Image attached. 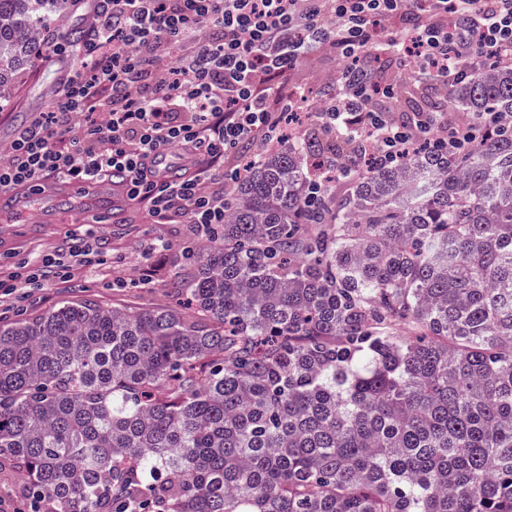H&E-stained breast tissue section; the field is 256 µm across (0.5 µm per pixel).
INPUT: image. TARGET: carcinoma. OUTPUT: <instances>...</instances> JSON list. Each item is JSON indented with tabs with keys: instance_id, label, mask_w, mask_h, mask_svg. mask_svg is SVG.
Wrapping results in <instances>:
<instances>
[{
	"instance_id": "carcinoma-1",
	"label": "carcinoma",
	"mask_w": 512,
	"mask_h": 512,
	"mask_svg": "<svg viewBox=\"0 0 512 512\" xmlns=\"http://www.w3.org/2000/svg\"><path fill=\"white\" fill-rule=\"evenodd\" d=\"M77 2L0 0V71L84 39ZM462 112L467 147L421 128L336 203L319 171L367 155L352 139L240 168L170 284L194 315L81 299L0 321L24 512H512V67L460 83Z\"/></svg>"
}]
</instances>
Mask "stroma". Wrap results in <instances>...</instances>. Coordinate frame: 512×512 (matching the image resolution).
Returning a JSON list of instances; mask_svg holds the SVG:
<instances>
[{"label": "stroma", "mask_w": 512, "mask_h": 512, "mask_svg": "<svg viewBox=\"0 0 512 512\" xmlns=\"http://www.w3.org/2000/svg\"><path fill=\"white\" fill-rule=\"evenodd\" d=\"M343 59L335 48L316 49L291 71L290 88L309 93L302 112L290 127L291 133L306 134L317 127L316 112L342 69ZM59 85L53 65L34 71L17 67L9 83L10 97L0 102V158L6 157L12 141L31 125L39 113L47 111ZM43 207L32 200L31 223L0 222V264L11 266L39 258L64 244L68 236L83 228L112 251V272L108 275L76 273L66 283L52 282L27 289L24 297L0 299V319L35 316L65 300L90 299L103 305L138 309L175 306L168 288L181 267L177 261L180 245L197 239L195 225L158 224L147 210L136 204L117 208L111 223L85 225L82 211L58 204L55 221L38 223Z\"/></svg>", "instance_id": "stroma-1"}]
</instances>
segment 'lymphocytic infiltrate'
I'll return each mask as SVG.
<instances>
[{
	"mask_svg": "<svg viewBox=\"0 0 512 512\" xmlns=\"http://www.w3.org/2000/svg\"><path fill=\"white\" fill-rule=\"evenodd\" d=\"M409 13L416 26L407 33L395 22ZM201 27L212 35L185 52ZM326 43L354 62L396 48L416 80L447 90L462 78L463 63L512 64V0H98L87 41L53 45L54 55L86 58L84 71L70 75L49 111L14 140L0 163V189L117 173L127 198L146 204L157 223H223L224 157L248 137L280 139L285 105L299 103L283 94L280 78ZM164 61L174 65L169 82L158 76ZM336 83L318 114L321 126L350 133L379 164L397 162L417 134L393 112L376 110L392 86L344 74ZM171 150L197 166L158 181L156 159ZM111 266L109 250L83 235L35 265L0 268V297Z\"/></svg>",
	"mask_w": 512,
	"mask_h": 512,
	"instance_id": "obj_1",
	"label": "lymphocytic infiltrate"
}]
</instances>
